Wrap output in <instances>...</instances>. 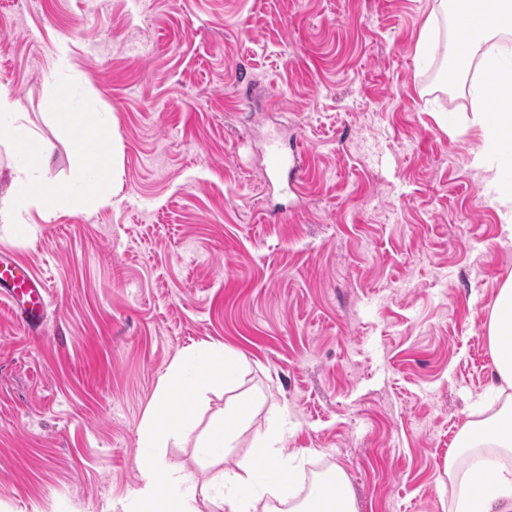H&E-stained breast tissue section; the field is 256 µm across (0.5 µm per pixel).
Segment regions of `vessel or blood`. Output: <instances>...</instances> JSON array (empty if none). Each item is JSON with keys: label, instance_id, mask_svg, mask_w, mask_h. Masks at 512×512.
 <instances>
[{"label": "vessel or blood", "instance_id": "vessel-or-blood-1", "mask_svg": "<svg viewBox=\"0 0 512 512\" xmlns=\"http://www.w3.org/2000/svg\"><path fill=\"white\" fill-rule=\"evenodd\" d=\"M269 167L273 176L294 179L301 165L298 157L284 155L278 146L269 149ZM46 284L32 268L13 259L0 258V301L8 303L16 321L27 329H36L44 308Z\"/></svg>", "mask_w": 512, "mask_h": 512}]
</instances>
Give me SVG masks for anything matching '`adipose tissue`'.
Segmentation results:
<instances>
[{"label":"adipose tissue","instance_id":"adipose-tissue-1","mask_svg":"<svg viewBox=\"0 0 512 512\" xmlns=\"http://www.w3.org/2000/svg\"><path fill=\"white\" fill-rule=\"evenodd\" d=\"M435 2L434 15L451 12L456 16L452 59L457 74L468 75L476 65L492 77L495 107L477 117L482 145L473 156L474 166L487 170L491 158L512 146V57L502 49L481 50L480 45L494 33L512 32V0ZM488 340L497 389L506 398L497 414L464 429L461 445L496 456L499 462L488 474L479 467L464 473L456 455H449L445 469L459 478L462 488L455 512H512V277L493 300ZM240 364V357L221 346L190 349L170 364L140 424L135 512H200L202 499L220 512H258L265 497L295 500L291 512H355L346 475L338 467L312 483L306 495H299L292 476L283 469L286 429L281 425L262 434L251 452L224 469L221 479L209 486L192 483L168 459L170 443L192 434L197 435L204 456L226 454L237 426L250 415L248 402L231 394L222 414L213 416L203 428L198 425V410L209 393L218 389L231 393Z\"/></svg>","mask_w":512,"mask_h":512}]
</instances>
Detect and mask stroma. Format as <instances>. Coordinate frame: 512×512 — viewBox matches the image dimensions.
<instances>
[{
  "mask_svg": "<svg viewBox=\"0 0 512 512\" xmlns=\"http://www.w3.org/2000/svg\"><path fill=\"white\" fill-rule=\"evenodd\" d=\"M434 0H0V90L68 181L60 76L109 113L120 175L92 210H31L0 252L47 282L43 328L0 303V512L132 503L160 377L241 353L250 420L224 462L288 427L298 481L342 468L357 512H448V453L495 398L491 303L512 276L472 165L484 75L456 93L417 54ZM302 155L298 190L268 145Z\"/></svg>",
  "mask_w": 512,
  "mask_h": 512,
  "instance_id": "stroma-1",
  "label": "stroma"
}]
</instances>
